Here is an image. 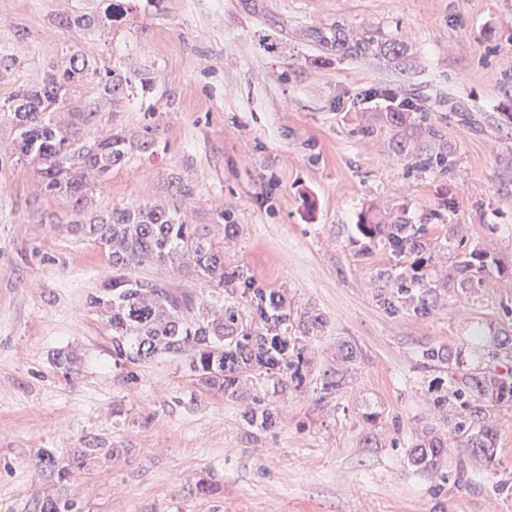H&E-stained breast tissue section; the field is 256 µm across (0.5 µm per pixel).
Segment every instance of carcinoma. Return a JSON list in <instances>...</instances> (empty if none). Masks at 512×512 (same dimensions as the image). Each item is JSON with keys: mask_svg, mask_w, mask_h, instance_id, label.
I'll use <instances>...</instances> for the list:
<instances>
[{"mask_svg": "<svg viewBox=\"0 0 512 512\" xmlns=\"http://www.w3.org/2000/svg\"><path fill=\"white\" fill-rule=\"evenodd\" d=\"M98 79L101 96L115 104L132 84L114 69L89 71L85 58L74 54L69 67L46 73L41 85L20 89L11 97L19 137L15 152L38 165V187L70 207V229L104 249L111 274L90 297L112 330V358L130 367L126 380H138L136 368L165 353L186 354L198 385L228 401H248L246 425L258 432L276 423L271 403L251 393L263 381L271 396L304 388L312 369L310 343L324 329L326 318L312 308H297L286 292L258 283L245 264L224 263V244L236 236L234 215L221 210L214 224H192L186 215L163 205L109 206L88 209L94 188L112 168L126 162L133 150L147 151L154 139L134 144L120 133L100 135L95 117L99 104L74 110V124L87 130L85 139L69 138L46 116L60 92L88 74ZM389 147L419 171L448 173L453 151L428 113L409 112L406 104L385 113ZM433 236L431 224H413L405 211L392 217L370 213L356 224L358 240L382 245L386 267L373 277L375 297L391 312L409 311L427 319L449 299L471 293L485 277L505 272L485 248L464 252L454 245L458 225H444ZM145 264L171 267L202 284L180 288L162 278L134 274ZM469 345L473 365L464 367V350L423 344L421 368L439 372L425 393L430 421L416 433L408 464L436 475L450 448H463L469 459L491 463L497 455L500 429L494 412L512 406V334H493L477 325ZM362 359L359 346L336 341L333 364L316 378V402L326 406L347 388ZM38 462L57 483L68 481L76 460H63L41 449ZM34 512H76L70 499L46 495Z\"/></svg>", "mask_w": 512, "mask_h": 512, "instance_id": "cac0c4a2", "label": "carcinoma"}]
</instances>
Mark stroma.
<instances>
[{"instance_id": "stroma-1", "label": "stroma", "mask_w": 512, "mask_h": 512, "mask_svg": "<svg viewBox=\"0 0 512 512\" xmlns=\"http://www.w3.org/2000/svg\"><path fill=\"white\" fill-rule=\"evenodd\" d=\"M109 2L0 0V55L16 59L0 69V512H32L46 491L39 449L67 458L93 446L64 486L79 512H512V491L497 489L512 482V407L496 413L492 464L455 448L443 479L407 462L432 378L419 346H462L477 324L512 331V0H121L113 15ZM63 13L94 23L62 29ZM76 51L133 80L98 130L155 140L95 198L176 204L183 182L193 223L232 212L241 231L225 261L326 316L319 363L340 338L362 350L353 383L327 406L312 389L289 393L273 404L275 426L250 435L242 403L201 389L185 355L123 381L89 304L107 256L68 230L67 205L40 194L34 165L10 152L7 100ZM392 100L444 131L452 174L392 156ZM399 206L418 224L443 211L466 247L490 246L507 273L429 319L387 313L371 286L387 254L363 252L354 226ZM62 350L76 356L68 376L53 361ZM200 480L209 491L190 492Z\"/></svg>"}]
</instances>
